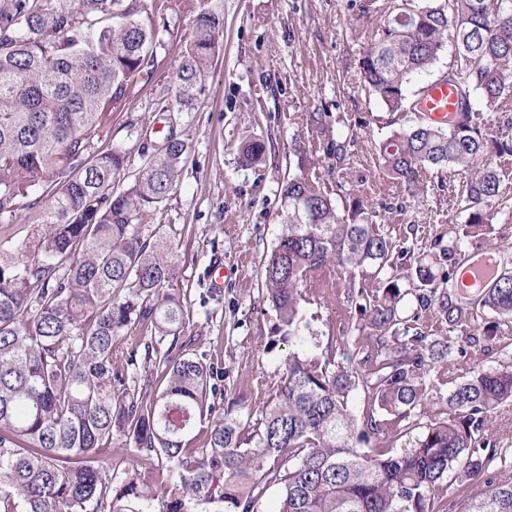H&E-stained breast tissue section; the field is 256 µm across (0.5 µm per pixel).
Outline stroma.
Segmentation results:
<instances>
[{"label": "stroma", "instance_id": "35a3bbf8", "mask_svg": "<svg viewBox=\"0 0 512 512\" xmlns=\"http://www.w3.org/2000/svg\"><path fill=\"white\" fill-rule=\"evenodd\" d=\"M224 51L208 79L209 95L198 104L188 133L194 152L181 171L180 185L156 213L178 249L172 285L186 302L188 331L203 338L202 350L224 367V395L259 410L268 397L267 381L288 355L287 342L274 332L276 317L261 290V258L275 245L282 226L277 212L283 180L307 174V160L338 190V205L359 199L377 215L395 248L412 260L435 261L451 246L465 220L458 180L428 170L416 191L388 179L376 159L378 143L391 125L418 122L414 112L388 117L362 89L356 60L366 31L378 17L351 0H222ZM190 32L189 21L166 37L151 81L128 110L108 125L113 141L129 152L128 169L143 160L137 133L156 108L159 91L172 85ZM326 112L327 130L310 126L309 113ZM343 144L340 157L325 155L328 137ZM257 139L263 161L242 164L240 145ZM465 250H491L512 258V207L469 238ZM224 267V286L212 288L214 259ZM348 273L337 271L336 286L320 303L304 306L313 327L335 337L356 334L359 313L348 300ZM405 301L404 315H417L428 338L450 336L455 344L448 365L457 374L470 368L512 365V322L500 326L492 343L468 345L486 317L452 329L429 311Z\"/></svg>", "mask_w": 512, "mask_h": 512}]
</instances>
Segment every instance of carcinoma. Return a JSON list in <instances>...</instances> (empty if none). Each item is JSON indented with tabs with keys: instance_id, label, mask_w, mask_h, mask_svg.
<instances>
[{
	"instance_id": "1",
	"label": "carcinoma",
	"mask_w": 512,
	"mask_h": 512,
	"mask_svg": "<svg viewBox=\"0 0 512 512\" xmlns=\"http://www.w3.org/2000/svg\"><path fill=\"white\" fill-rule=\"evenodd\" d=\"M187 16L175 80L159 93L167 133L156 142L141 128L143 164L129 175L107 124L149 81L169 20ZM367 39L363 88L392 114L417 111L425 89L408 90L413 76L452 48L440 79L457 89L461 119L395 128L377 157L409 187L426 169L471 172L466 233L481 231L502 198L489 157L512 155L482 118L512 112V0H387ZM223 41L216 0L188 10L183 0H0V217L33 225L20 245L0 239V512H262L271 493L279 512H445L450 493L459 512H512L508 449L487 429L512 401V368L458 376L438 366L448 338L429 343L400 314L407 296L451 327L488 311L494 322L467 343L490 342L512 321V271L472 302L455 286L457 243L443 277L422 261L399 276L408 252L393 254L363 202L338 210L316 175L281 183L283 229L262 260L293 350L259 412L215 406L224 372L189 352L185 302L170 292L174 244L147 219L179 187L193 144L177 126L205 96ZM264 152L249 141L243 162ZM338 267L364 316L362 369L340 364L342 342L321 341L300 313L335 286ZM134 331L141 363L121 344ZM107 444L137 465L111 473L97 460Z\"/></svg>"
}]
</instances>
